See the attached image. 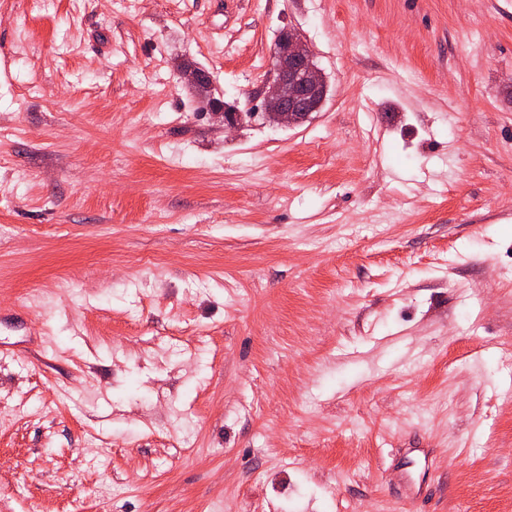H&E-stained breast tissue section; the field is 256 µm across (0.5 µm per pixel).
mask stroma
I'll list each match as a JSON object with an SVG mask.
<instances>
[{
	"instance_id": "1",
	"label": "stroma",
	"mask_w": 512,
	"mask_h": 512,
	"mask_svg": "<svg viewBox=\"0 0 512 512\" xmlns=\"http://www.w3.org/2000/svg\"><path fill=\"white\" fill-rule=\"evenodd\" d=\"M509 393L512 0H0V512H512ZM325 85L309 48L293 30L282 31L265 90L263 119L277 126L297 125L304 113L320 107Z\"/></svg>"
}]
</instances>
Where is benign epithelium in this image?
Listing matches in <instances>:
<instances>
[{
  "label": "benign epithelium",
  "instance_id": "benign-epithelium-1",
  "mask_svg": "<svg viewBox=\"0 0 512 512\" xmlns=\"http://www.w3.org/2000/svg\"><path fill=\"white\" fill-rule=\"evenodd\" d=\"M324 88V77L309 48L293 30L282 31L265 90L263 119L277 126L298 124L303 114L320 107Z\"/></svg>",
  "mask_w": 512,
  "mask_h": 512
}]
</instances>
